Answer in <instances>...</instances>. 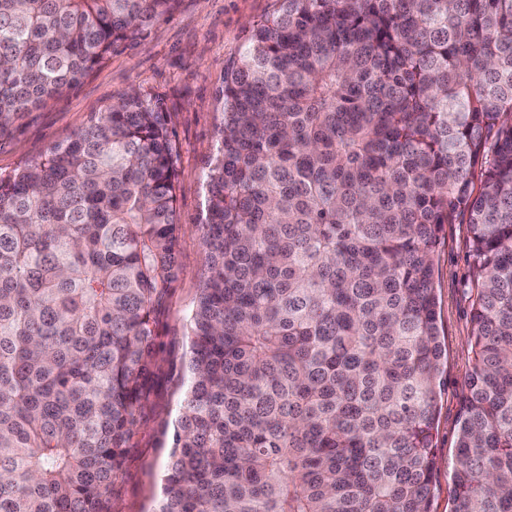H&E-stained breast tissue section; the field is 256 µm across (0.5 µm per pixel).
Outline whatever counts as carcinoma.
Wrapping results in <instances>:
<instances>
[{
  "instance_id": "obj_1",
  "label": "carcinoma",
  "mask_w": 512,
  "mask_h": 512,
  "mask_svg": "<svg viewBox=\"0 0 512 512\" xmlns=\"http://www.w3.org/2000/svg\"><path fill=\"white\" fill-rule=\"evenodd\" d=\"M180 0H0V131ZM155 512H430L433 253L467 224L453 512H512V0H279L225 67ZM175 146L124 92L0 174V512H112L178 276Z\"/></svg>"
}]
</instances>
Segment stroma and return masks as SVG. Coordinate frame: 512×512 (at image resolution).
I'll use <instances>...</instances> for the list:
<instances>
[{
  "instance_id": "obj_1",
  "label": "stroma",
  "mask_w": 512,
  "mask_h": 512,
  "mask_svg": "<svg viewBox=\"0 0 512 512\" xmlns=\"http://www.w3.org/2000/svg\"><path fill=\"white\" fill-rule=\"evenodd\" d=\"M277 6V0H180L171 16L143 36L115 46L105 65L63 95L16 117L0 132V173L6 174L48 146L66 141L122 92L136 89L157 96L167 111L176 147L180 271L157 316L159 363L125 456L124 471L112 488L113 512H152L156 504L167 437L185 390L186 315L208 270L201 220L206 175L224 125V68L238 57L253 22ZM433 263L446 385L434 431L431 512H451L449 471L466 383L474 366L468 225H445Z\"/></svg>"
}]
</instances>
